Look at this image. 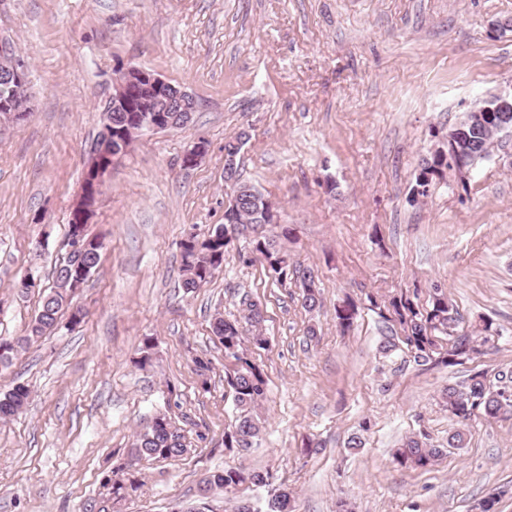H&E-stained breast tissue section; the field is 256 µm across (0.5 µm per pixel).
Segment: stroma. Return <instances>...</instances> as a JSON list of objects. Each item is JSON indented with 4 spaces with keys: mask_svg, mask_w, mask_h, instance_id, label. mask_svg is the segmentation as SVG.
<instances>
[{
    "mask_svg": "<svg viewBox=\"0 0 512 512\" xmlns=\"http://www.w3.org/2000/svg\"><path fill=\"white\" fill-rule=\"evenodd\" d=\"M512 0H0V42L27 68L29 116L0 131V336L24 335L66 260L118 66L150 70L197 104L182 130L139 135L105 174L86 228L104 247L76 289L83 321L0 365V393L28 405L0 422V512H88L112 496L115 468L139 481L111 512H185L201 481L229 467L269 473L245 495L282 488L295 512H470L512 486V413L473 418L465 447L440 394L480 371L512 376V135L466 174L446 171L415 198L419 164L462 119L512 91ZM244 181L279 221L236 233L196 292L182 287L180 242L224 221V144L239 132ZM206 151L183 167L194 143ZM276 240L313 271L320 305L278 282L255 240ZM37 288L21 291L27 273ZM443 291L457 333L491 326L484 354L454 367L383 355L396 329L369 300ZM263 311L262 432L228 451L237 415L211 321ZM358 313L341 330L336 310ZM151 349H144V341ZM210 363L199 376L196 359ZM181 427L185 455L135 461L155 415ZM426 434L444 451L426 470L393 454ZM360 435L362 445L348 441Z\"/></svg>",
    "mask_w": 512,
    "mask_h": 512,
    "instance_id": "obj_1",
    "label": "stroma"
}]
</instances>
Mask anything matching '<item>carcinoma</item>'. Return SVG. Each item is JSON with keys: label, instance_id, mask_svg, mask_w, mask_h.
I'll return each instance as SVG.
<instances>
[{"label": "carcinoma", "instance_id": "carcinoma-1", "mask_svg": "<svg viewBox=\"0 0 512 512\" xmlns=\"http://www.w3.org/2000/svg\"><path fill=\"white\" fill-rule=\"evenodd\" d=\"M461 127L466 135L458 138L450 135L448 152L453 153L462 148V143H472L466 153L467 165L472 167L489 154L502 134L512 131V121L503 125L488 127L472 123L470 115H465ZM217 231H212L208 237L193 238V242L183 246L182 251V287L188 292H194L212 276L213 270L207 268L209 252L219 251L218 263L224 262V254L231 246L233 238L224 240L213 239ZM254 250L264 258L267 268L278 280L283 281L288 275L300 279L302 288V306L310 311L319 305L318 292L307 287L312 280V270L293 267L288 270V255L276 247L270 239L257 240ZM67 265L58 269L56 287L42 298L41 307L26 329V336L17 340L0 338V363L8 362L18 353L22 342H34L54 330L58 324L59 314L70 308L66 302V291L69 286L62 281V273ZM371 306L379 310V316L398 326L400 336L398 343H388L382 346L384 353L396 349L402 344L412 354L419 365L434 363L452 367L462 364L479 348L489 341L487 336L454 335L458 322V312L442 294H435L431 308L425 312L409 296L402 295L391 299L381 306L374 298H369ZM243 306V322H230L220 314L213 318L212 331L224 345V356L231 360L225 365V381L233 394V402L238 411L234 425L224 431V448H249L252 441L261 431L259 408L265 398L266 380L262 368L256 361L250 359L244 352V339L251 336L256 348L261 349L265 344L263 336V312L255 302L245 300ZM441 332L450 337V346L439 343L434 332ZM443 399L454 416L465 423L474 417L497 418L506 413H512V391L507 387L492 390L486 383L485 375L476 372L460 387L450 385L442 392ZM29 391L26 386L17 384L9 391L0 395V420L7 421L17 415L26 405ZM132 453L139 459H169L186 453L183 444L181 428L173 424L165 415L155 417L145 430L137 433ZM442 450L431 446L426 437L413 436L408 438L403 446L397 449L395 461L402 467L423 469L434 464ZM269 474L259 470L243 471L237 468H226L222 472L208 475L203 484L208 491L222 489L231 492L237 487L248 484L255 487L266 486ZM497 497L486 494L479 499L473 509L477 512H497L500 500L512 491L507 486L496 487ZM293 493L286 488L278 491L268 503L269 512H292Z\"/></svg>", "mask_w": 512, "mask_h": 512}]
</instances>
